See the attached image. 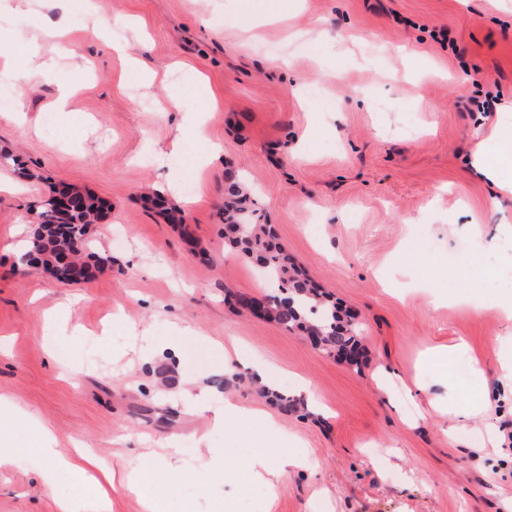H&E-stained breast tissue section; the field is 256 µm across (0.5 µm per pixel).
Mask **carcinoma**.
I'll return each instance as SVG.
<instances>
[{"label": "carcinoma", "mask_w": 512, "mask_h": 512, "mask_svg": "<svg viewBox=\"0 0 512 512\" xmlns=\"http://www.w3.org/2000/svg\"><path fill=\"white\" fill-rule=\"evenodd\" d=\"M71 196L73 212L67 218L70 236L79 241L72 249L68 266L56 271L55 278L64 283L75 281L77 270L90 275V266L83 260L86 249L85 235L89 225L98 223L105 214V206L96 196L74 188L58 190ZM252 201L241 181L224 184V238L229 245L246 258L263 265L274 281L277 293L265 298L267 318L290 329L298 327L308 335L318 338L326 349L339 353L360 350L355 331L344 318L336 303L322 295L304 276L294 258L276 241L267 224L244 223L241 215L248 211ZM39 221L33 233L34 245L42 253L53 257L65 249V236L56 232L54 196L36 204Z\"/></svg>", "instance_id": "1"}]
</instances>
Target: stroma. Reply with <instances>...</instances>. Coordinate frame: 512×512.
<instances>
[{"instance_id": "1", "label": "stroma", "mask_w": 512, "mask_h": 512, "mask_svg": "<svg viewBox=\"0 0 512 512\" xmlns=\"http://www.w3.org/2000/svg\"><path fill=\"white\" fill-rule=\"evenodd\" d=\"M42 26L70 32L49 76L36 57L57 56L55 42L31 36ZM2 52L27 94L21 115L0 109V153L12 158L0 165V394L36 422L0 423V445L17 457L0 469V512H58L82 493L68 472L44 483L42 426L62 454L78 443L111 465L110 512H140L122 475L173 436L183 479L168 512H512V452L487 442L484 416L460 432L454 415L430 411L427 397L448 390L419 364L426 347L467 341L496 425L512 426L498 378L512 321L487 285L484 248L458 231L476 219L512 225V194L472 165L475 144L494 151L487 136L512 111V0H0ZM61 84L79 93L59 112ZM311 85L321 97L306 96ZM494 88L501 101L479 111ZM180 104L204 111L206 130L164 159ZM169 177L193 184L181 229L146 201ZM236 177L260 221L352 315L361 367L226 299L265 281L224 242V184ZM61 184L107 206L86 235L106 263L69 284L17 262L29 205ZM466 247L464 276L447 257ZM68 294L79 297L74 330L51 335L47 316ZM184 328L181 356L150 364L129 335L147 329L161 342ZM212 343L238 347L236 372L215 364ZM259 366L296 398L276 418L314 461L283 473L272 502L244 471L226 480L197 470L201 435L244 451L273 447L270 431H215L180 403L202 385L216 404L255 405ZM298 376L316 403L298 393Z\"/></svg>"}]
</instances>
